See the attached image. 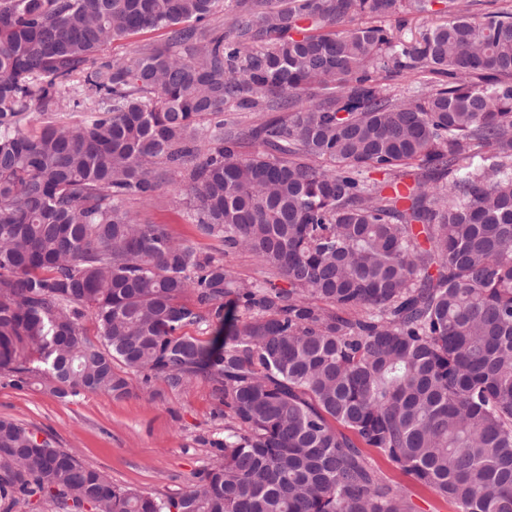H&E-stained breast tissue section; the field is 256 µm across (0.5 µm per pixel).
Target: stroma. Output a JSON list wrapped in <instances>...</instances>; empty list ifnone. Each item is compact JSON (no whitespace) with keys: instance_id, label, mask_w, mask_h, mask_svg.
Returning <instances> with one entry per match:
<instances>
[{"instance_id":"stroma-1","label":"stroma","mask_w":512,"mask_h":512,"mask_svg":"<svg viewBox=\"0 0 512 512\" xmlns=\"http://www.w3.org/2000/svg\"><path fill=\"white\" fill-rule=\"evenodd\" d=\"M184 185L183 175L164 176L150 203H131L134 217L143 224L164 225L197 251L223 258L245 281L271 278V270L251 254L225 251L219 241L200 235L177 202ZM127 380L129 393L121 398L98 392L62 399L40 376L18 386L2 372L0 416L74 451L113 485L152 496H180L220 454L214 443L224 437V407L200 378L178 388L141 373L128 374ZM365 454L387 482L404 491L417 512H456L454 504L396 469L377 449H366Z\"/></svg>"}]
</instances>
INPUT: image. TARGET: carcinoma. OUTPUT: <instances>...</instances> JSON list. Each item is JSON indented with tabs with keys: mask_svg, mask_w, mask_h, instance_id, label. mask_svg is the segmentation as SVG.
Masks as SVG:
<instances>
[{
	"mask_svg": "<svg viewBox=\"0 0 512 512\" xmlns=\"http://www.w3.org/2000/svg\"><path fill=\"white\" fill-rule=\"evenodd\" d=\"M441 13L411 44L381 25ZM145 29L166 42L98 57ZM75 78L94 115L52 120ZM245 110L282 116L224 117ZM188 165L198 231L288 287L136 222ZM227 296L228 335L186 333ZM119 365L207 380L220 461L145 495L0 417V512H413L365 448L512 512V4L0 0V371L121 396Z\"/></svg>",
	"mask_w": 512,
	"mask_h": 512,
	"instance_id": "obj_1",
	"label": "carcinoma"
}]
</instances>
